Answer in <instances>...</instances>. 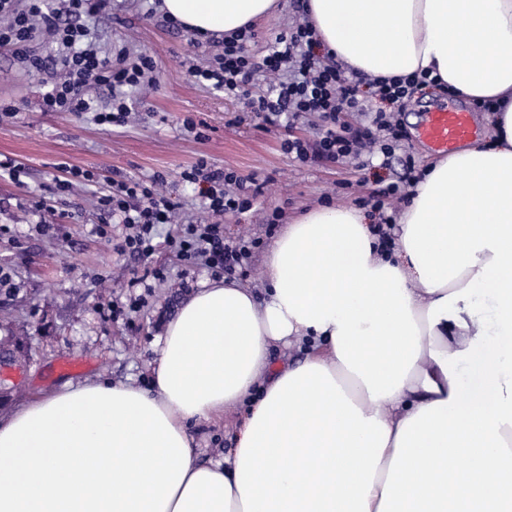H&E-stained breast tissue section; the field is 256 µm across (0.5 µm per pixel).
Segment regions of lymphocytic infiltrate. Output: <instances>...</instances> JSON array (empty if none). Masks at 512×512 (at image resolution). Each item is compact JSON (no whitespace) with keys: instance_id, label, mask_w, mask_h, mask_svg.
<instances>
[{"instance_id":"obj_1","label":"lymphocytic infiltrate","mask_w":512,"mask_h":512,"mask_svg":"<svg viewBox=\"0 0 512 512\" xmlns=\"http://www.w3.org/2000/svg\"><path fill=\"white\" fill-rule=\"evenodd\" d=\"M108 0H27L18 8L17 0H0V47L12 51L20 67L41 75L44 92L40 108L45 112H93L102 126L125 124L130 107L122 89H139L153 79L155 61L147 54L130 55L119 49L115 57L102 55L82 24L83 16L106 9ZM54 44L53 54L42 56L31 46L41 38ZM257 34L252 27L238 29L225 37L224 49L213 64L192 70L198 82L243 100L264 123L294 122L308 113L319 114L322 125L313 140L287 139L286 153L301 162L342 163L364 155L392 157L402 147L403 130L394 112L433 80L429 74L415 73L403 79L363 77L346 71L333 57H320V42L309 19L293 21L271 42L262 59L250 52ZM262 74L264 89L250 86L255 74ZM112 90V106L95 109L91 90ZM404 172L397 181L378 189L360 206H372L379 221L371 230L381 244L390 245L389 228L393 215L384 213L386 197L406 199L416 180L415 162L405 156ZM194 184L210 216L206 222H188L167 240L170 252L181 262L201 263L216 275H235L251 256L258 243L253 239L229 240L224 236V215L251 210L256 198L244 178L236 172L212 167L199 160L182 175ZM162 175L146 180L113 181L98 198L105 217L96 225L98 236H112V219L125 224L127 234L119 244L120 252L146 258L155 250L159 225L175 222L180 204L163 195Z\"/></svg>"}]
</instances>
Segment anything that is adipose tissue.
I'll return each mask as SVG.
<instances>
[{"label": "adipose tissue", "instance_id": "1", "mask_svg": "<svg viewBox=\"0 0 512 512\" xmlns=\"http://www.w3.org/2000/svg\"><path fill=\"white\" fill-rule=\"evenodd\" d=\"M277 3L161 9L204 38ZM307 12L359 74L427 71L493 101L494 144L425 169L392 247L358 211L321 206L273 241L264 295L202 281L148 387L67 382L24 401L0 420V512H512V0ZM243 404L234 448L204 455L193 425Z\"/></svg>", "mask_w": 512, "mask_h": 512}]
</instances>
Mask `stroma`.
Wrapping results in <instances>:
<instances>
[{
  "label": "stroma",
  "mask_w": 512,
  "mask_h": 512,
  "mask_svg": "<svg viewBox=\"0 0 512 512\" xmlns=\"http://www.w3.org/2000/svg\"><path fill=\"white\" fill-rule=\"evenodd\" d=\"M158 4L112 0L109 11L85 21L101 50L126 44L156 62L151 86L128 92L134 113L122 126L102 127L90 112L41 111L39 76L24 72L11 52L0 48V102L17 108L0 122V159H15L24 169L17 181L0 175V270L10 276L0 287V340L22 341L24 355L19 369L0 376L1 418L30 395L67 380L145 383L167 321L187 293L211 276L173 257L165 238L174 225L161 227L157 247L146 259L119 254L95 235L92 228L101 221L97 198L112 180L163 174L167 195L180 202L184 219L194 221L204 219L205 212L197 190L182 174L198 159L262 184L250 212L224 216L226 238L259 242L243 272L233 277L259 293L265 286L268 248L284 223L328 200L337 207L353 206L355 198L370 195L380 181H392L401 171L399 160L386 163L378 156L362 164L293 159L282 150V141L313 140L318 115L267 129L242 100L196 82L190 66L206 67L223 47L217 39L169 29ZM459 102V96L429 86L397 113L417 170H424L435 154L412 117L428 107ZM189 117L201 123L200 133L186 129ZM65 164L92 171L97 181L76 184L49 227H39L37 217L23 212L32 191L54 185ZM275 210L281 222L268 225L266 217ZM153 268L163 269L165 280L129 287L130 278ZM64 360L79 363V370L59 374L57 366ZM243 416L239 407L227 412L223 423L194 426L201 449L213 455L233 448Z\"/></svg>",
  "instance_id": "stroma-1"
}]
</instances>
